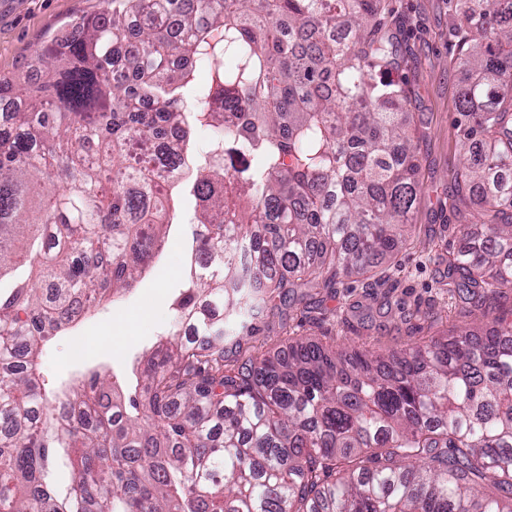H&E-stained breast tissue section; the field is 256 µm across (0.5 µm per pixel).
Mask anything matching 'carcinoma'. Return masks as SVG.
<instances>
[{
	"label": "carcinoma",
	"mask_w": 512,
	"mask_h": 512,
	"mask_svg": "<svg viewBox=\"0 0 512 512\" xmlns=\"http://www.w3.org/2000/svg\"><path fill=\"white\" fill-rule=\"evenodd\" d=\"M105 4L43 49L39 79L0 77V512H512V321L386 354L251 343L276 301L373 277L413 240L386 0ZM456 12L454 191L483 193L491 233L441 287L479 299L512 288V0ZM174 57L210 63L209 84ZM198 125L220 152L191 155ZM188 173L195 268L171 328L136 384L96 372L49 398L42 342L134 286Z\"/></svg>",
	"instance_id": "cac0c4a2"
}]
</instances>
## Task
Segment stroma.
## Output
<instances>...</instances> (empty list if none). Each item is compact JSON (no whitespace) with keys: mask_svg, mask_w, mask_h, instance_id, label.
<instances>
[{"mask_svg":"<svg viewBox=\"0 0 512 512\" xmlns=\"http://www.w3.org/2000/svg\"><path fill=\"white\" fill-rule=\"evenodd\" d=\"M103 0H0V77L33 75L41 49L59 42L71 25L103 11ZM393 30L402 66L391 78L411 91V132L425 172L413 213L416 238L410 248L384 260L382 281L352 277L337 289L316 288L289 305L284 331L266 337L264 350L281 347L285 337L307 336L325 344L349 342L382 353L425 336L459 328L484 330L497 317L512 318V289L504 296L471 303L440 288L447 254L469 238L488 234L479 223L480 195L456 197L454 177L464 167L458 142L466 124L458 98L466 76L456 65L448 33L455 22L449 0H390ZM179 209L162 256L134 291L84 317L77 334L86 341L81 356L71 339L59 336L43 348L41 373L53 392L94 370L130 373L142 353L166 332L173 314L170 299L184 278L191 228Z\"/></svg>","mask_w":512,"mask_h":512,"instance_id":"obj_1","label":"stroma"}]
</instances>
